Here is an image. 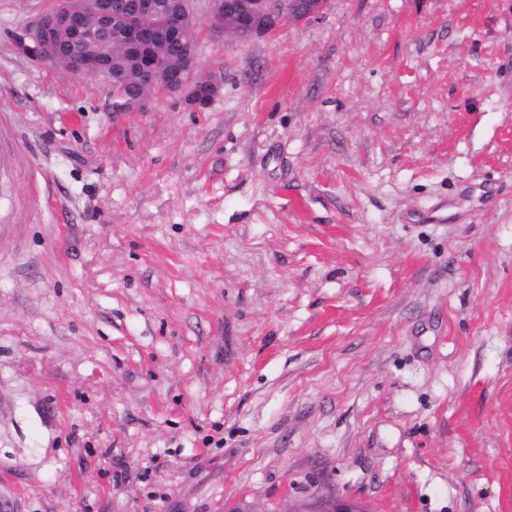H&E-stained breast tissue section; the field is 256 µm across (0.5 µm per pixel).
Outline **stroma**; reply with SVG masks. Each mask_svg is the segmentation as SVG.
<instances>
[{
    "mask_svg": "<svg viewBox=\"0 0 512 512\" xmlns=\"http://www.w3.org/2000/svg\"><path fill=\"white\" fill-rule=\"evenodd\" d=\"M51 3L0 0V512H512V0L202 40L200 112L22 57Z\"/></svg>",
    "mask_w": 512,
    "mask_h": 512,
    "instance_id": "1",
    "label": "stroma"
}]
</instances>
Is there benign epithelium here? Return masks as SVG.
<instances>
[{"label":"benign epithelium","instance_id":"7a95c632","mask_svg":"<svg viewBox=\"0 0 512 512\" xmlns=\"http://www.w3.org/2000/svg\"><path fill=\"white\" fill-rule=\"evenodd\" d=\"M330 0H206L205 16L192 0L178 5L161 0H135L125 6L117 0H64L57 13H40L18 35L17 51L36 64L51 65L62 72L101 77L122 84L131 79L112 74L109 62L98 50L115 39L139 57L140 66L131 80L139 86L133 94H121L119 110L146 108L154 91L181 99L186 108L200 112L220 94L221 84L199 78L201 58L189 49L170 65L165 44L184 45L188 22L205 20V32L213 41H249L273 35L287 22L311 23L322 18ZM71 32L68 45L62 30ZM312 512H361L345 499L326 497Z\"/></svg>","mask_w":512,"mask_h":512}]
</instances>
